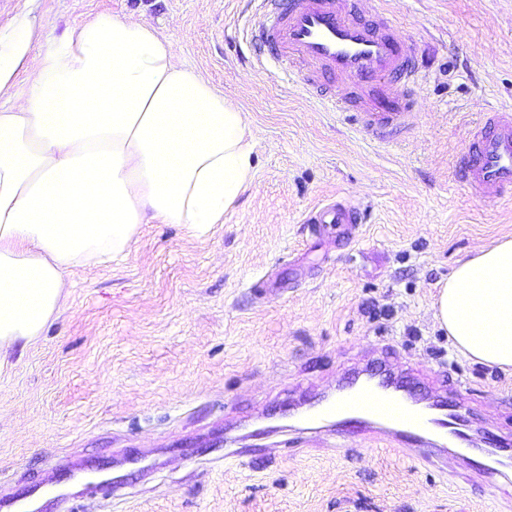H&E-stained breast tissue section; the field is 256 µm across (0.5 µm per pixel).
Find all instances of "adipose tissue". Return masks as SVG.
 Wrapping results in <instances>:
<instances>
[{
    "label": "adipose tissue",
    "mask_w": 512,
    "mask_h": 512,
    "mask_svg": "<svg viewBox=\"0 0 512 512\" xmlns=\"http://www.w3.org/2000/svg\"><path fill=\"white\" fill-rule=\"evenodd\" d=\"M35 28L27 12L0 31V356L41 334L73 267L142 224L206 237L255 179L244 113L145 23L75 26L14 95ZM434 310L467 358L512 369V240L460 262Z\"/></svg>",
    "instance_id": "ef3b65f1"
}]
</instances>
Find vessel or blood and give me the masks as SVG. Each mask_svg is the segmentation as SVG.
<instances>
[{"instance_id": "obj_1", "label": "vessel or blood", "mask_w": 512, "mask_h": 512, "mask_svg": "<svg viewBox=\"0 0 512 512\" xmlns=\"http://www.w3.org/2000/svg\"><path fill=\"white\" fill-rule=\"evenodd\" d=\"M370 20H363V13ZM283 65L303 60L323 75L371 88L369 105L349 120L358 133L380 143L409 130L413 114L409 93L421 69L407 39L388 25L376 0H283L274 18L254 33ZM457 176L472 194L512 195V110H489L456 160ZM364 213L343 201L318 208L314 224H359ZM456 399L438 403L436 412L416 402L405 382L374 371L358 372L354 382L305 415L308 423L327 421L338 435L366 434L378 428L404 452L431 460V435L459 437Z\"/></svg>"}]
</instances>
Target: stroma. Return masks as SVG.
<instances>
[{
  "mask_svg": "<svg viewBox=\"0 0 512 512\" xmlns=\"http://www.w3.org/2000/svg\"><path fill=\"white\" fill-rule=\"evenodd\" d=\"M425 77L415 128L363 140L320 94L365 91L303 64L261 70L260 0H38L47 40L106 11L153 27L246 115L256 178L197 239L140 225L129 250L68 276L60 306L0 365V498L43 512H512V475L427 464L386 441L297 435L280 409L372 361L512 442V370L463 357L432 302L459 261L512 239V197L473 198L456 158L483 113L512 108V0H383ZM350 198L363 224L308 223ZM111 465L120 498L84 491Z\"/></svg>",
  "mask_w": 512,
  "mask_h": 512,
  "instance_id": "35a3bbf8",
  "label": "stroma"
}]
</instances>
